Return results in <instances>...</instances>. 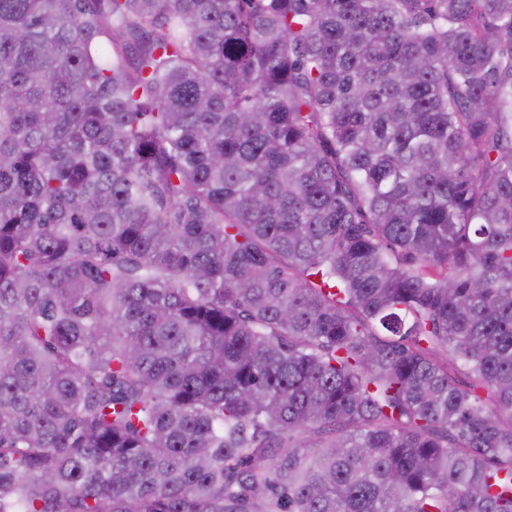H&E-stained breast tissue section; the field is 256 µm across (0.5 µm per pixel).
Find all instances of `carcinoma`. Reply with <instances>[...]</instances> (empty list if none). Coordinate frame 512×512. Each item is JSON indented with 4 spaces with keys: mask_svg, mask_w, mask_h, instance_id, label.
<instances>
[{
    "mask_svg": "<svg viewBox=\"0 0 512 512\" xmlns=\"http://www.w3.org/2000/svg\"><path fill=\"white\" fill-rule=\"evenodd\" d=\"M0 512H512V0H0Z\"/></svg>",
    "mask_w": 512,
    "mask_h": 512,
    "instance_id": "carcinoma-1",
    "label": "carcinoma"
}]
</instances>
